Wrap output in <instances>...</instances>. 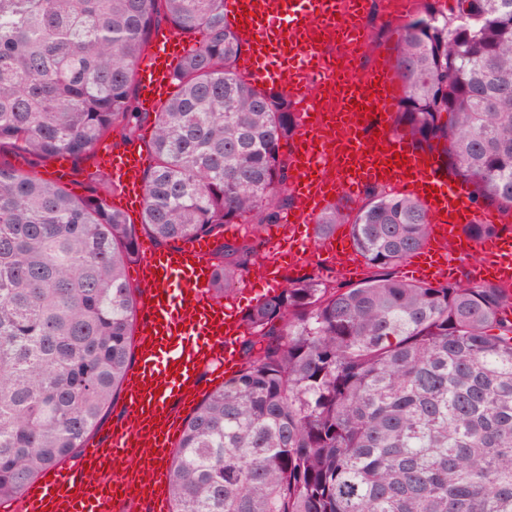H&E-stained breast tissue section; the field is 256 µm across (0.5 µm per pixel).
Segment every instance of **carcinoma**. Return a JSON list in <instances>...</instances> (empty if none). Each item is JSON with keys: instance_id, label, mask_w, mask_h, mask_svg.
<instances>
[{"instance_id": "cac0c4a2", "label": "carcinoma", "mask_w": 512, "mask_h": 512, "mask_svg": "<svg viewBox=\"0 0 512 512\" xmlns=\"http://www.w3.org/2000/svg\"><path fill=\"white\" fill-rule=\"evenodd\" d=\"M162 22L193 46L151 116L135 76ZM393 34L396 125L442 146L473 205L512 216V0H427ZM241 53L224 0H0V156L77 160L152 121L138 226L99 196L100 170L77 198L0 161V502L85 447L117 399L139 233L218 241L224 298L293 209L280 149L297 115ZM314 223L321 241L349 225L370 275L302 278L244 314L240 369L185 420L172 512H512V290L398 278L429 233L411 196L371 189Z\"/></svg>"}]
</instances>
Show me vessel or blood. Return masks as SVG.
I'll list each match as a JSON object with an SVG mask.
<instances>
[{
    "mask_svg": "<svg viewBox=\"0 0 512 512\" xmlns=\"http://www.w3.org/2000/svg\"><path fill=\"white\" fill-rule=\"evenodd\" d=\"M225 10L239 26L245 47L240 67L249 81L277 86L298 114L289 153L296 205L270 250L291 256L290 277H299L308 252L326 253L337 268H355L346 238L320 244L297 237L296 225L311 223L332 200L358 196L368 187L406 186L423 201L430 219L428 240L410 259L412 274L430 281L452 277L453 257L475 252L478 281L512 285V235L474 241L464 234L467 225L497 223V213L471 205L467 191L444 178L431 153L392 128L388 68L339 72L323 54L324 41L311 35V27L329 28L363 50L359 21L369 11L368 0H355L350 8L344 0H226ZM151 41L137 68L139 106L150 113L167 99L174 63L184 54L183 39L173 29L154 30ZM330 86L344 103H357L359 119L353 129L337 126L332 140L321 137L313 121ZM97 162L111 168L120 199L142 206L146 160L136 145L105 148ZM212 251L207 237L162 250L139 243L132 267L142 291L139 339L125 379L123 423L27 485L20 512H124L141 501L151 512H169L172 451L183 433L182 414L196 406L201 374L217 380L237 370L246 334L243 318L211 296Z\"/></svg>",
    "mask_w": 512,
    "mask_h": 512,
    "instance_id": "vessel-or-blood-1",
    "label": "vessel or blood"
}]
</instances>
